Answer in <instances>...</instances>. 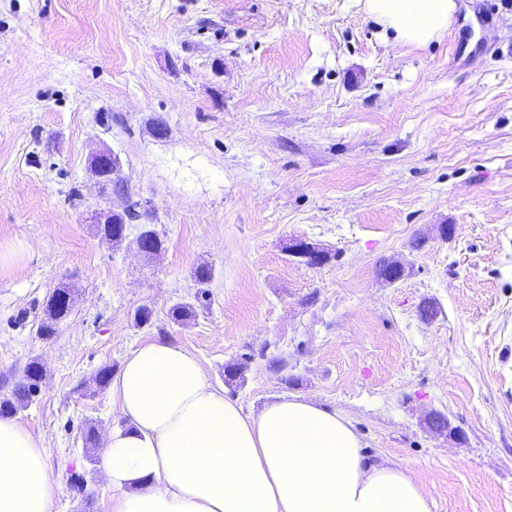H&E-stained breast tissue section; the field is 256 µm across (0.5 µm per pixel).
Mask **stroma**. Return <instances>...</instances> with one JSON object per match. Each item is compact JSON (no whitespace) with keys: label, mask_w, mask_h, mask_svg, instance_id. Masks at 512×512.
Here are the masks:
<instances>
[{"label":"stroma","mask_w":512,"mask_h":512,"mask_svg":"<svg viewBox=\"0 0 512 512\" xmlns=\"http://www.w3.org/2000/svg\"><path fill=\"white\" fill-rule=\"evenodd\" d=\"M456 2L414 46L358 0H0V251L18 252L0 263V397L41 359L15 419L47 449L51 512H112L83 432L124 420L109 389L77 386L154 339L218 386L247 360L226 388L249 414L284 395L341 411L432 512H512V13ZM104 147L152 202L160 252L98 236L122 206L89 173ZM294 239L331 259L289 257ZM389 260L409 275L380 279ZM64 282L72 311L43 339ZM177 302L191 320H171Z\"/></svg>","instance_id":"1"}]
</instances>
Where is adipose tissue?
I'll return each mask as SVG.
<instances>
[{"instance_id":"1","label":"adipose tissue","mask_w":512,"mask_h":512,"mask_svg":"<svg viewBox=\"0 0 512 512\" xmlns=\"http://www.w3.org/2000/svg\"><path fill=\"white\" fill-rule=\"evenodd\" d=\"M395 40L425 45L451 25L455 0H359ZM126 419L100 467L114 512H431L397 463L369 457L346 415L300 396L258 416L207 378L183 345L151 340L112 380ZM58 485L43 442L0 419V512H51Z\"/></svg>"}]
</instances>
